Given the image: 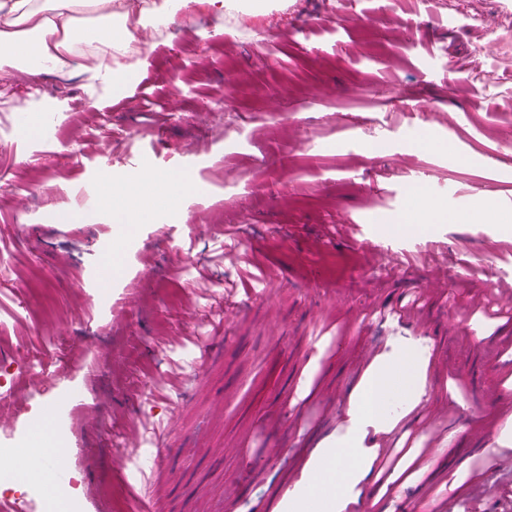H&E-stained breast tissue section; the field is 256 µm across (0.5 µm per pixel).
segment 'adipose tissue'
I'll list each match as a JSON object with an SVG mask.
<instances>
[{
    "mask_svg": "<svg viewBox=\"0 0 512 512\" xmlns=\"http://www.w3.org/2000/svg\"><path fill=\"white\" fill-rule=\"evenodd\" d=\"M82 8L99 12L102 25L79 32L77 12ZM148 15L174 21L172 0H154L148 8L143 0H0V63L32 79L52 75L65 82L87 71L86 59L92 56L98 61V76L119 95L136 75L127 63L137 43L128 22ZM196 189L191 174L148 171L133 185L105 183L102 199L130 213L151 212L162 202L176 206L183 195ZM425 352L420 343L405 344L391 358L378 362L347 411L348 434L320 449L317 464L303 471L298 492L285 495L278 512H340L366 461L361 435L386 417L381 392L392 388L419 400L425 392ZM325 468L336 476L338 491L320 490Z\"/></svg>",
    "mask_w": 512,
    "mask_h": 512,
    "instance_id": "adipose-tissue-1",
    "label": "adipose tissue"
}]
</instances>
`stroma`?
<instances>
[{"label":"stroma","mask_w":512,"mask_h":512,"mask_svg":"<svg viewBox=\"0 0 512 512\" xmlns=\"http://www.w3.org/2000/svg\"><path fill=\"white\" fill-rule=\"evenodd\" d=\"M232 2L167 24L120 96L85 73L29 83L0 68V367L12 370L0 456L21 455L34 423L79 392L60 434L77 512H131L136 491L157 512H275L293 475L346 434L331 417L397 342L377 315L415 289L385 270L383 251L403 253L415 274L442 255L468 263L487 298L512 275L503 225H381L415 208L422 170L429 202L454 211L483 198L512 218V66L500 64L512 0H267L263 14L257 0ZM474 11L494 17L496 34L471 22ZM493 68L497 82L484 83ZM22 101L50 137L18 139ZM147 168L188 171L201 190L164 222L142 218L122 276L98 280L113 219H74L76 197ZM318 236L327 246L314 253ZM228 249L257 254L278 280L262 287L259 269L230 265ZM468 300L449 279L418 313L433 433L451 436L450 452L392 491L364 469L355 512L431 500L479 458L471 425L512 424V392L495 419L481 402L507 373L500 321L471 316L477 340L450 320ZM452 373L463 391L451 400ZM336 392L340 405L325 404ZM131 427L145 466L121 477L113 435ZM279 438L284 458L251 457Z\"/></svg>","instance_id":"1"}]
</instances>
